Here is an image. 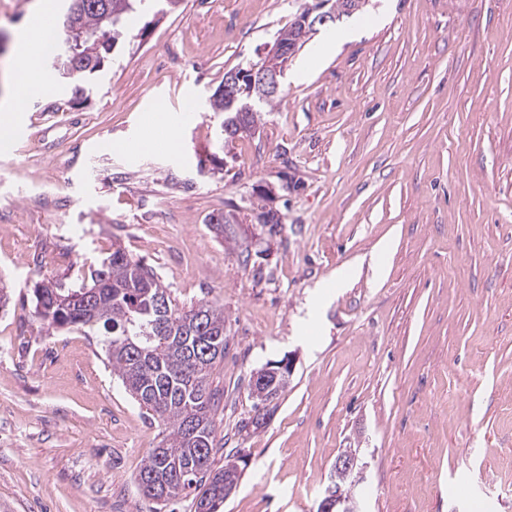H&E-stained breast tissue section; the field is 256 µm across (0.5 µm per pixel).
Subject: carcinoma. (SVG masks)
Instances as JSON below:
<instances>
[{
  "instance_id": "carcinoma-1",
  "label": "carcinoma",
  "mask_w": 512,
  "mask_h": 512,
  "mask_svg": "<svg viewBox=\"0 0 512 512\" xmlns=\"http://www.w3.org/2000/svg\"><path fill=\"white\" fill-rule=\"evenodd\" d=\"M78 2L70 0L64 27L80 56L83 74L91 75L111 54L114 35H123L132 19L146 17L154 0H129L135 8L112 18L114 0H95L94 8ZM309 12L307 8L297 13L278 32L281 45L300 49L309 40L299 22ZM93 44L96 52L90 55L86 50ZM251 70L250 65H237L224 73L236 78L237 105L229 106L215 92L208 97L211 111L224 113L226 147L252 133L260 112L276 99L251 94ZM159 295L167 299V318L154 305ZM34 298L36 317L48 327L102 337L112 372L149 417L162 421L163 438L148 451L135 478L138 492L163 508L193 490L194 512H218L236 479L235 469L227 463L221 470L211 467L212 455L218 451L214 415L221 397L211 387L210 376L224 361L228 343L224 307L204 301L188 310L178 308L154 269L122 249L113 251L81 282L67 286L49 280L34 289ZM271 365L270 371L258 369L265 382L254 395L257 410L288 386L287 379L273 374L276 362Z\"/></svg>"
}]
</instances>
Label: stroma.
I'll list each match as a JSON object with an SVG mask.
<instances>
[{"label": "stroma", "mask_w": 512, "mask_h": 512, "mask_svg": "<svg viewBox=\"0 0 512 512\" xmlns=\"http://www.w3.org/2000/svg\"><path fill=\"white\" fill-rule=\"evenodd\" d=\"M314 2L181 0L132 21L83 97L47 67L20 106L0 151V512L153 510L135 477L160 425L95 338L33 317L36 282L119 248L180 308L224 306L212 466H248L222 512H316L343 448L365 512H512V0H370L224 151L207 97ZM34 4L0 0V98ZM168 122L175 154L152 144ZM286 356L248 428L252 373ZM284 359L273 361L267 363L264 367L258 369L257 371L260 373V377H264L266 381L262 385H258L259 392L255 393L254 391L251 392V395L256 399V402L254 404V408L257 410L258 415L257 417L252 421V423L258 424L259 423V417H260V406L265 405L267 402H270L276 398L286 389L288 386V378L285 379L282 375H279L277 378L275 377V374H273L271 371L277 370L279 367V370H277L275 373L283 374L285 377L289 374H291L292 371V363L290 359ZM282 362V363H281ZM280 363V364H279ZM276 364H279L278 367L275 366ZM269 365H273L271 367V371L263 370L264 368L269 369ZM255 394V395H254ZM333 471L336 475L344 473L347 477L355 476L359 479L363 478L361 475L362 467L359 465V458L357 453L351 448L341 449L336 457Z\"/></svg>", "instance_id": "1"}]
</instances>
